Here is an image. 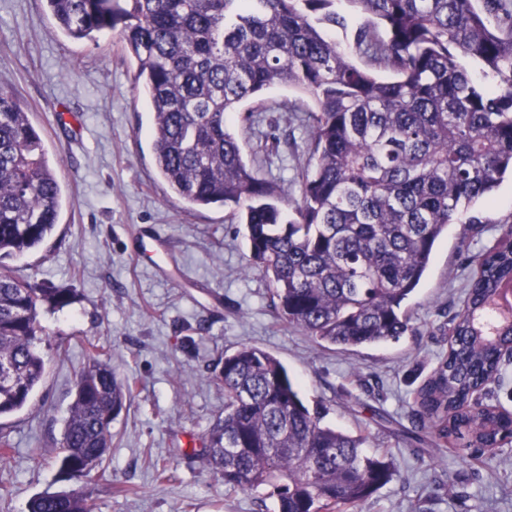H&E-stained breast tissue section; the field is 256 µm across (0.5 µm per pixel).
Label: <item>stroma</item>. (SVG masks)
<instances>
[{
  "instance_id": "1",
  "label": "stroma",
  "mask_w": 512,
  "mask_h": 512,
  "mask_svg": "<svg viewBox=\"0 0 512 512\" xmlns=\"http://www.w3.org/2000/svg\"><path fill=\"white\" fill-rule=\"evenodd\" d=\"M119 31L74 41L42 0H0V87L27 103L63 190L59 222L37 249L5 260L30 282L66 288L70 302L42 308L46 371L28 404L0 419L14 447L0 459L4 512L32 497L74 489L56 450L75 382L92 355L132 386L112 424L105 474L87 487L92 512H277L257 492L232 491L206 469L201 438L224 410L214 371L247 344L277 357L322 422L365 434L388 452L397 478L359 512H512V443L484 454L438 441L414 416V396L448 351L450 319L463 300L467 261L500 240L512 212V179L469 207L476 227L452 224L408 302L399 341L355 351L319 347L278 318L270 286L247 270L245 229L220 207L187 209L160 178L152 115ZM313 98L274 86L232 118L244 160L287 185L307 160ZM167 238L171 262L135 246ZM164 465L158 476L156 465Z\"/></svg>"
}]
</instances>
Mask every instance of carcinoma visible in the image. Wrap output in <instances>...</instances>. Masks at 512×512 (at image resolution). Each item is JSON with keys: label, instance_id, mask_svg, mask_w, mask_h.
<instances>
[{"label": "carcinoma", "instance_id": "carcinoma-1", "mask_svg": "<svg viewBox=\"0 0 512 512\" xmlns=\"http://www.w3.org/2000/svg\"><path fill=\"white\" fill-rule=\"evenodd\" d=\"M75 41L120 29L152 111L155 164L189 207L218 205L245 226L251 264L279 317L322 347L357 350L411 330L406 301L448 225L512 174V0H348L368 20L353 49L396 74L355 65L329 31L334 0H44ZM276 84L313 96L309 165L296 218L280 186L247 165L231 115ZM62 192L27 103L0 91V260L52 235ZM448 354L418 392L436 435L480 451L512 440V416L472 405L500 374L512 320L488 312L512 284V247L472 259ZM0 268V418L21 410L45 373L40 309L69 302ZM214 379L224 415L203 437V465L233 491L264 489L278 512H354L398 473L368 437L321 424L272 354L240 345ZM131 388L98 357L76 382L60 475H104L112 421ZM29 512H91L82 491L43 493Z\"/></svg>", "mask_w": 512, "mask_h": 512}]
</instances>
